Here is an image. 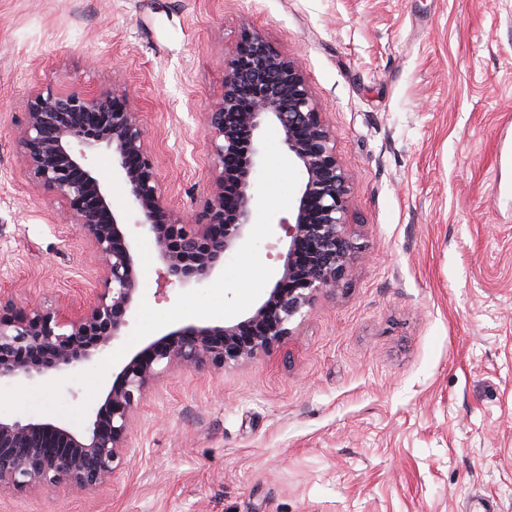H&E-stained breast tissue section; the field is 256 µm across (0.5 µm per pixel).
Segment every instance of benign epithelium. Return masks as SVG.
<instances>
[{"mask_svg":"<svg viewBox=\"0 0 512 512\" xmlns=\"http://www.w3.org/2000/svg\"><path fill=\"white\" fill-rule=\"evenodd\" d=\"M255 94L243 105L244 90ZM213 172L201 207L180 215L165 199L142 113L117 88L35 90L15 134L28 182L63 202L67 220L90 241L102 274L86 305L63 298L18 308L0 292V381L66 375L103 357L135 310L139 240L162 265L164 282L181 287L221 273L224 257L255 221V176L262 132L276 127L303 180L290 217L279 224L281 277L239 321L188 324L150 342L105 390L95 420L82 432L50 421L0 419V495L64 487L92 490L121 464L141 398L160 366L199 370L253 359L292 335L290 324L321 293L339 289L355 262L348 218L349 185L297 60L245 27L228 57L224 83L202 114ZM105 149L137 215L140 239L126 240L124 217L112 209V185L100 180L89 156Z\"/></svg>","mask_w":512,"mask_h":512,"instance_id":"obj_1","label":"benign epithelium"}]
</instances>
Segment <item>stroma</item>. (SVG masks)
I'll use <instances>...</instances> for the list:
<instances>
[{"instance_id":"1","label":"stroma","mask_w":512,"mask_h":512,"mask_svg":"<svg viewBox=\"0 0 512 512\" xmlns=\"http://www.w3.org/2000/svg\"><path fill=\"white\" fill-rule=\"evenodd\" d=\"M297 58L350 177L356 261L268 353L162 373L112 478L0 512H512V0H0V291L86 303L97 265L14 136L33 90H125L196 210L242 25ZM139 299L170 309L150 246Z\"/></svg>"}]
</instances>
